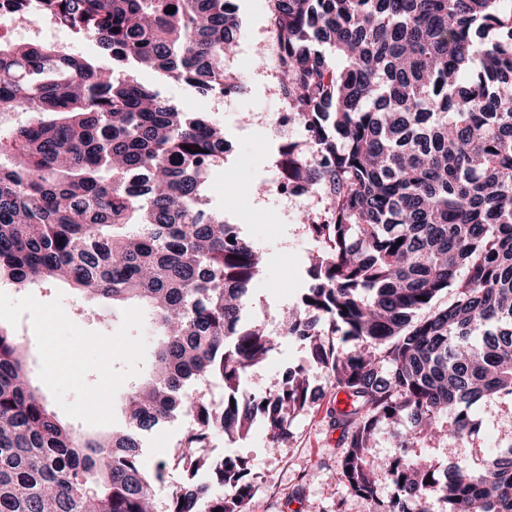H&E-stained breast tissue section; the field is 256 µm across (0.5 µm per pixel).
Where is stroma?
I'll list each match as a JSON object with an SVG mask.
<instances>
[{
    "label": "stroma",
    "mask_w": 512,
    "mask_h": 512,
    "mask_svg": "<svg viewBox=\"0 0 512 512\" xmlns=\"http://www.w3.org/2000/svg\"><path fill=\"white\" fill-rule=\"evenodd\" d=\"M234 3L242 22L239 50L228 63L242 79L234 96H200L184 84L161 81L152 70L137 69L131 76L159 89L171 104L206 113L224 127L227 151L223 165L210 173L207 202L223 211L226 220L240 224L244 236L266 253L267 263L250 289L245 314L276 339L267 359L249 370L244 391L272 389L288 367L303 365L319 398L293 419L287 440L271 441L257 422L246 437L233 442L220 434L211 436L206 451L214 457L232 453L248 462L257 488L247 512H335L339 506L344 512H372V501L351 495L332 478L342 445L330 414L346 408L348 396L335 388L326 370L309 363L300 343L280 336V317L307 288L308 257L320 248L300 223L303 209H317L318 197L308 194L288 201L277 191L280 176L274 154L283 138L300 139L301 129L292 124L287 135L276 133L273 121L286 109L279 72L271 64L254 61L256 47L268 55L276 50L268 0ZM258 185L266 193L256 198L252 191ZM0 324L18 329L29 349L30 374L63 420L82 432H105L120 423L115 397L145 370L153 351L144 312L133 306L116 309L110 301L68 288L48 293L1 280ZM52 358L75 364L76 372L50 369ZM91 392L98 396L102 414L87 412L85 397ZM477 414L480 428L463 442L421 441L416 454L437 463L473 466L512 441V402H482ZM189 424L188 417H174L148 438L142 450L147 466L167 464L164 480L155 488L159 512H164L171 488L182 480L173 458Z\"/></svg>",
    "instance_id": "obj_1"
}]
</instances>
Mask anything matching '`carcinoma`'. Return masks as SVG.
<instances>
[{"mask_svg":"<svg viewBox=\"0 0 512 512\" xmlns=\"http://www.w3.org/2000/svg\"><path fill=\"white\" fill-rule=\"evenodd\" d=\"M500 2L272 0L281 91L304 135L275 165L322 203L303 220L322 247L284 335L350 398L336 413L338 476L373 512H512V443L477 467L411 453L419 438L463 441L480 426L475 404L512 398V9ZM2 3L114 62L237 93L228 0ZM0 112L27 114L0 132V279L140 305L155 339L150 370L118 397L123 424L83 437L0 326V512H147L166 463L143 464L142 438L177 413L191 419L177 457L187 483L166 512H246L255 478L237 456L210 458L208 436L242 438L259 418L284 440L315 392L297 366L240 393L274 340L242 319L259 247L205 208L224 128L119 67L6 37ZM202 380L222 384L220 406L191 392ZM384 425L399 448L386 468L370 453Z\"/></svg>","mask_w":512,"mask_h":512,"instance_id":"cac0c4a2","label":"carcinoma"}]
</instances>
